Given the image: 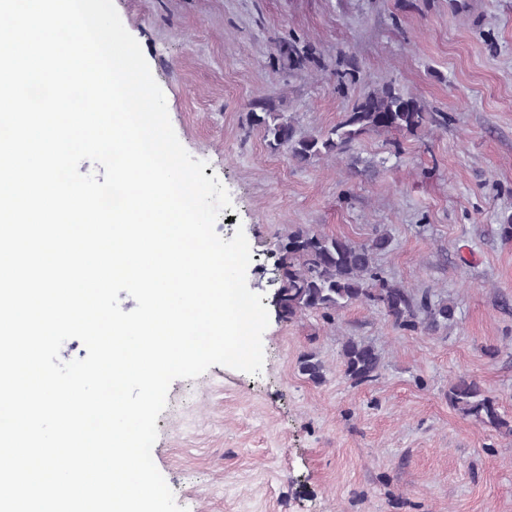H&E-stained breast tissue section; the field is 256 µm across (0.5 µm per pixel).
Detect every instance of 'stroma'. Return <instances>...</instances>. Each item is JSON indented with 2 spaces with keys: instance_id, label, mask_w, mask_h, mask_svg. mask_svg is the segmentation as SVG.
Returning a JSON list of instances; mask_svg holds the SVG:
<instances>
[{
  "instance_id": "1",
  "label": "stroma",
  "mask_w": 512,
  "mask_h": 512,
  "mask_svg": "<svg viewBox=\"0 0 512 512\" xmlns=\"http://www.w3.org/2000/svg\"><path fill=\"white\" fill-rule=\"evenodd\" d=\"M466 2L114 0L180 142L230 195L215 230L243 227L247 285L269 316L260 374L214 365L168 390L152 458L187 512H512V434L448 403L449 382L469 376L512 419V239L499 233L512 214V0ZM293 39L315 51L295 70L278 54ZM340 57L358 68L345 94ZM384 83L422 98L434 124L299 167L245 121L268 102L323 132ZM297 225L358 243L388 233L385 277L453 301L455 320L408 331L359 303L331 323L281 319L274 252ZM350 338L379 352L374 380L345 377ZM309 351L322 383L299 370Z\"/></svg>"
}]
</instances>
